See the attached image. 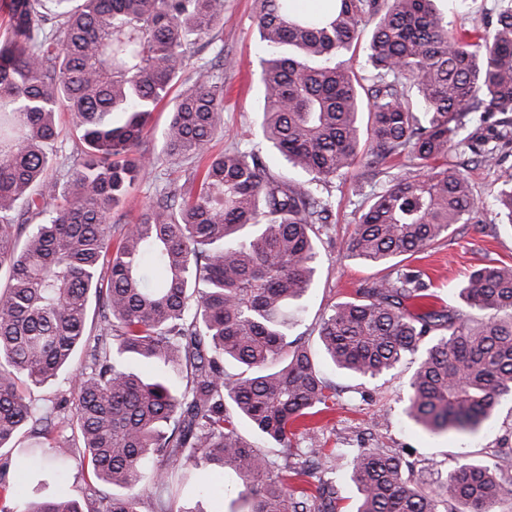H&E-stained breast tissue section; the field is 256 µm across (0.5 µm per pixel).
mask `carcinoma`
<instances>
[{
  "mask_svg": "<svg viewBox=\"0 0 512 512\" xmlns=\"http://www.w3.org/2000/svg\"><path fill=\"white\" fill-rule=\"evenodd\" d=\"M437 0H330L306 12L255 0L266 51L259 134L311 178L273 175L239 148L210 157L150 201L132 226L112 211L155 158L138 146L152 114L186 68L191 39L224 20V0H9L0 34V512H205L179 486L198 472L231 470L244 512H336L333 487L313 493L288 474L335 470V452L296 448V436L331 409L332 385L301 340L288 339L316 274L329 202L317 190L374 145L375 163L404 155L418 173L394 176L363 209L350 256L386 265L422 253L477 210L448 149L476 142L496 166L512 143V7L474 36L454 35ZM56 24L48 25L49 16ZM364 46L368 75L337 57ZM73 113L80 144L63 189L46 178ZM224 111L223 85L194 73L163 130L167 160L197 157ZM504 115L497 143L471 114ZM62 204H57V201ZM512 224V175L494 196ZM40 219L17 224L18 213ZM476 320L409 301L429 297L421 273L394 268L322 316L319 338L339 370L376 377L427 337L409 380L407 416L434 432L473 433L512 397V265L472 272L459 288ZM85 364L67 368L78 350ZM233 361L239 372L228 374ZM62 380L51 405L24 383ZM277 447H253L241 424ZM77 431L65 443L63 431ZM24 431L30 465L5 452ZM56 492L19 506L44 459ZM512 456L461 458L443 486L413 485L399 455L375 444L352 452L356 512H495L512 502L500 472ZM78 469L93 497L72 499Z\"/></svg>",
  "mask_w": 512,
  "mask_h": 512,
  "instance_id": "1",
  "label": "carcinoma"
}]
</instances>
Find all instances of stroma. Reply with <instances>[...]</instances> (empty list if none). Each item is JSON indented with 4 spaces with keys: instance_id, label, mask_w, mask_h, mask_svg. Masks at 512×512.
Listing matches in <instances>:
<instances>
[{
    "instance_id": "35a3bbf8",
    "label": "stroma",
    "mask_w": 512,
    "mask_h": 512,
    "mask_svg": "<svg viewBox=\"0 0 512 512\" xmlns=\"http://www.w3.org/2000/svg\"><path fill=\"white\" fill-rule=\"evenodd\" d=\"M263 55L254 14L253 0H225L224 22L213 32L212 41L191 45L189 68L211 62L214 75L224 83V110L218 131L208 145L217 154L230 147L257 150L271 172L293 180H304V173L286 168L279 157L260 144L255 127L263 105L258 81ZM167 107L154 113L153 132L145 140L146 153L157 162L130 190L125 203L114 211L112 220L121 225L137 223L145 205L168 182L182 180L186 162L160 159L161 133L166 125ZM469 153L450 150V168L464 171L474 186L479 211L474 221L453 225L447 236L427 252L404 258V266L420 271L431 297L428 309L451 310L467 314L460 301L459 285L475 269L512 262V226L500 223L492 209V198L502 174L512 173V146L498 166L470 163ZM413 161L402 159L385 164L379 173H371L366 162H359L348 173L327 184L325 193L332 204L331 223L322 233L318 245V269L314 286L304 301L305 310L290 332L302 338L316 351L319 368L336 390V404L328 416L326 428L298 439L299 447L313 445L333 448L342 458L332 476L339 512H352L354 490L348 480L343 458L353 448L370 447L380 441L384 447L402 452L413 463L414 479L424 488L437 487L455 467L459 456L484 461L494 453L512 452V398L501 400L494 415L474 435L433 434L416 425L405 414L408 383L421 358L420 353L406 355L393 370L377 377H359L335 369L319 352L316 324L335 303L346 300L381 275L379 268L363 264L347 251L349 237L360 216L366 198L382 191L390 175H415ZM209 475H200L183 490L185 500L200 502L205 512H238L239 487L232 475H225L228 487L223 500H209L204 488Z\"/></svg>"
}]
</instances>
